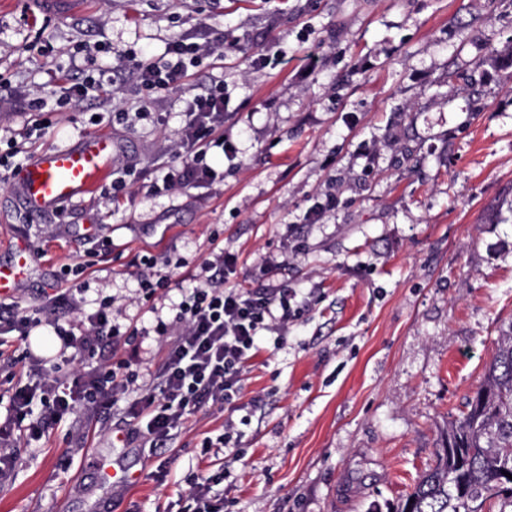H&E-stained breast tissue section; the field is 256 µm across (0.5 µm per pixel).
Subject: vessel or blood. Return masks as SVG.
I'll list each match as a JSON object with an SVG mask.
<instances>
[{"mask_svg":"<svg viewBox=\"0 0 512 512\" xmlns=\"http://www.w3.org/2000/svg\"><path fill=\"white\" fill-rule=\"evenodd\" d=\"M115 150L111 138L97 134L77 146L42 151L18 175L30 212L97 192L108 180V160Z\"/></svg>","mask_w":512,"mask_h":512,"instance_id":"b4317fda","label":"vessel or blood"}]
</instances>
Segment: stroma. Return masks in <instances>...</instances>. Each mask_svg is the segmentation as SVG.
<instances>
[{
    "label": "stroma",
    "instance_id": "1",
    "mask_svg": "<svg viewBox=\"0 0 512 512\" xmlns=\"http://www.w3.org/2000/svg\"><path fill=\"white\" fill-rule=\"evenodd\" d=\"M201 22L231 50L161 93L150 119L112 117L140 107L130 83L56 108L60 75L124 77ZM216 80L236 158L211 149L222 180L146 194L142 183L177 162L157 148L176 140L185 98ZM36 98L48 110L32 111ZM41 121L27 159L103 132L139 189L116 199L106 186L33 218L18 180L0 181V265L18 244L31 253L0 306L40 319L42 289L83 280L72 320L106 297L123 330L152 327L171 321L216 244L235 259L231 284L318 287L245 374L224 512H387L433 462L512 322V223L488 221L512 193V0H60L51 14L0 0V153ZM148 257L180 263L151 302L138 285ZM32 337L4 341L51 357L63 378L97 363L59 356L50 327ZM164 354L154 334L112 346L144 381ZM125 406L120 395L104 411L81 404L42 439L14 442L0 512H183L193 480L217 471L202 443L225 410H200L155 456L100 434L124 425ZM107 467L140 480L107 481Z\"/></svg>",
    "mask_w": 512,
    "mask_h": 512
}]
</instances>
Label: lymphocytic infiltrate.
Segmentation results:
<instances>
[{
  "label": "lymphocytic infiltrate",
  "mask_w": 512,
  "mask_h": 512,
  "mask_svg": "<svg viewBox=\"0 0 512 512\" xmlns=\"http://www.w3.org/2000/svg\"><path fill=\"white\" fill-rule=\"evenodd\" d=\"M218 47V41L202 27L172 40L163 57L136 62L129 80L144 94L139 117L149 115L154 94L171 89ZM226 103L220 82L186 98L185 121L172 148L181 163L164 167L160 179L149 183L148 194L203 187L217 180V172L206 162L208 151L222 149L230 159L236 154L224 135ZM232 265L223 251H212L195 274L194 286L178 303L173 320L157 323L156 331L166 337L167 344L162 367L149 383L136 384L131 376L109 365L66 383L46 360L33 359L30 373L36 378L35 385H18L9 394L6 416L0 421V475L16 462L11 449L2 447V440L16 432L40 440L49 428L72 414L80 401L100 406L114 395H124L125 414L134 423L126 437H137L153 450L167 447L173 430L204 407L218 405L238 411L244 371L259 353L260 336L266 332L275 343H282L289 324L302 308L312 304L313 296L284 284L258 288L228 284L227 271ZM76 303L73 289L60 288L44 308L43 323L58 337L60 353L78 356L111 346L118 331L110 304L101 303L81 324L63 326V309ZM36 402L42 405L38 415L32 409Z\"/></svg>",
  "instance_id": "1"
}]
</instances>
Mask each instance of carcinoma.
<instances>
[{
	"instance_id": "carcinoma-1",
	"label": "carcinoma",
	"mask_w": 512,
	"mask_h": 512,
	"mask_svg": "<svg viewBox=\"0 0 512 512\" xmlns=\"http://www.w3.org/2000/svg\"><path fill=\"white\" fill-rule=\"evenodd\" d=\"M436 460L390 512H507L512 508V324L501 331L465 410L448 418Z\"/></svg>"
}]
</instances>
